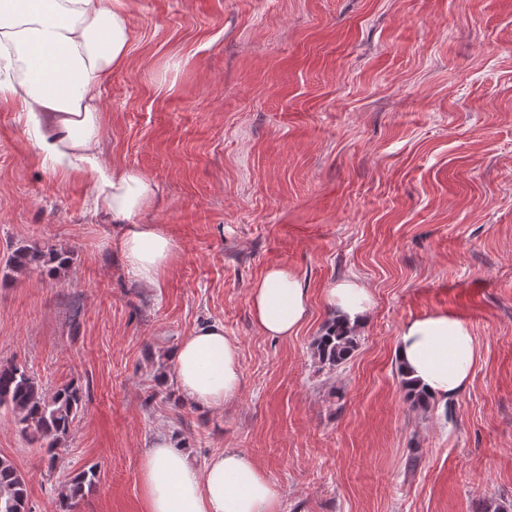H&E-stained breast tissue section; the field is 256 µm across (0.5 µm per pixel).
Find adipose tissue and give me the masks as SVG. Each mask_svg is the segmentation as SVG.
<instances>
[{
    "label": "adipose tissue",
    "mask_w": 512,
    "mask_h": 512,
    "mask_svg": "<svg viewBox=\"0 0 512 512\" xmlns=\"http://www.w3.org/2000/svg\"><path fill=\"white\" fill-rule=\"evenodd\" d=\"M129 49L123 0H0V98L21 107L43 161L93 178L97 210L123 223L117 244L128 274L156 288L175 245L159 226L138 217L160 188L137 170L104 163L99 150L97 82L124 66ZM325 298L353 327L372 305L369 290L353 277L332 283ZM250 306L262 334L285 339L308 317V290L294 272L273 266L253 284ZM396 354L407 378L442 401L466 388L479 360L468 324L440 312L406 321ZM173 361L183 399L197 407L222 406L242 389L239 349L223 324L196 328L178 344ZM142 496L145 512L279 510L277 489L246 452L227 448L198 468L167 437L144 454Z\"/></svg>",
    "instance_id": "adipose-tissue-1"
}]
</instances>
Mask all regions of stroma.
Masks as SVG:
<instances>
[{
	"mask_svg": "<svg viewBox=\"0 0 512 512\" xmlns=\"http://www.w3.org/2000/svg\"><path fill=\"white\" fill-rule=\"evenodd\" d=\"M131 53L100 80L102 158L157 182L142 215L173 240L140 287L86 177L44 165L0 100V364L85 407L47 464L0 410V456L32 512H141L159 436L203 466L247 452L281 512H512V0H124ZM67 250L56 273H10L20 246ZM288 267L310 293L296 336L261 334L252 284ZM357 277L373 306L329 369L312 356L328 286ZM447 312L480 361L447 405L401 387L409 319ZM218 321L244 385L214 410L181 400L172 353ZM98 482L97 469L90 466L88 469H83L76 473L70 481L68 492L60 501L59 511L70 512L75 504L73 500L82 499L86 494L92 491L93 487Z\"/></svg>",
	"mask_w": 512,
	"mask_h": 512,
	"instance_id": "obj_1",
	"label": "stroma"
}]
</instances>
